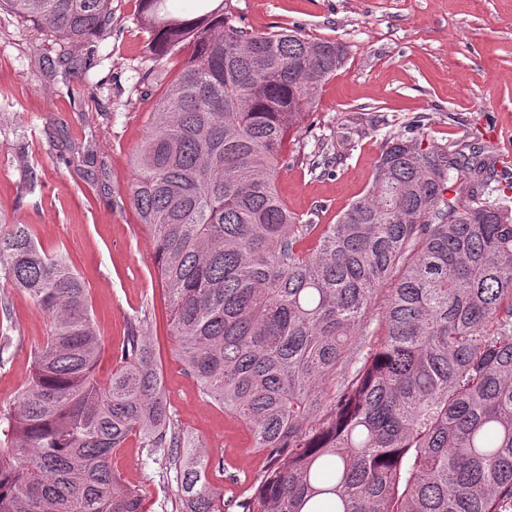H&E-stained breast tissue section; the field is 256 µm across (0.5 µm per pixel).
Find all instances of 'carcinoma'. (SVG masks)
<instances>
[{
	"instance_id": "carcinoma-1",
	"label": "carcinoma",
	"mask_w": 512,
	"mask_h": 512,
	"mask_svg": "<svg viewBox=\"0 0 512 512\" xmlns=\"http://www.w3.org/2000/svg\"><path fill=\"white\" fill-rule=\"evenodd\" d=\"M138 2L151 59H185L133 154L131 203L184 371L270 462L239 507L512 512V208L493 151L393 135L336 223L304 222L277 174L345 46L249 32L232 0L190 18ZM2 6L82 47L112 26V0ZM331 163L323 142L308 165ZM0 278L50 321L0 430V512H147L112 468L131 438L175 471L180 512H224L208 476L224 465L176 423L147 317L128 323L101 383L89 290L67 257L13 224Z\"/></svg>"
}]
</instances>
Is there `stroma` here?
Instances as JSON below:
<instances>
[{"instance_id": "stroma-1", "label": "stroma", "mask_w": 512, "mask_h": 512, "mask_svg": "<svg viewBox=\"0 0 512 512\" xmlns=\"http://www.w3.org/2000/svg\"><path fill=\"white\" fill-rule=\"evenodd\" d=\"M254 32L300 28L344 43L342 67L323 85L318 137L332 143L328 174L292 164L276 187L289 210L316 224L338 215L368 188L388 136L423 117L420 136L493 146L497 178L512 205V0H233ZM149 34L137 0H112V28L86 51L33 21L0 10V227L32 224L39 243L69 255L90 291L106 380L128 321L148 316L165 393L186 434L224 461L215 478L226 512L255 491L268 466L241 422L205 401L169 334L168 305L154 265L151 234L130 204L134 151L150 132L154 92L182 59H148ZM152 95H145V87ZM0 315L9 358L0 364V415L27 382L48 318L0 280ZM121 480L140 489L148 512H178L175 481L136 441L112 456Z\"/></svg>"}]
</instances>
